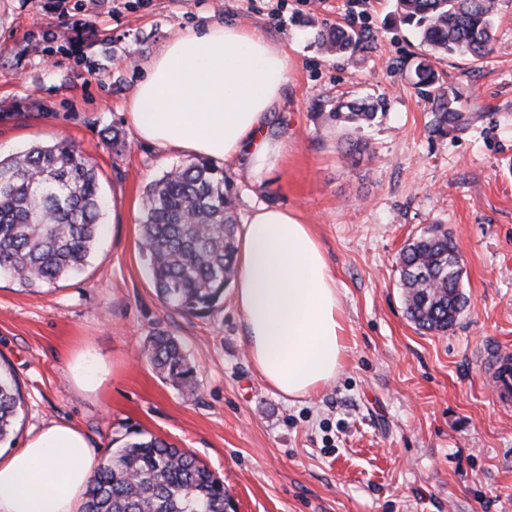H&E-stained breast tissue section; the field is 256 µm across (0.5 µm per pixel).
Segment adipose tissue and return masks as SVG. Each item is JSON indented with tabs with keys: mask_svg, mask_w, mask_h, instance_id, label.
Wrapping results in <instances>:
<instances>
[{
	"mask_svg": "<svg viewBox=\"0 0 512 512\" xmlns=\"http://www.w3.org/2000/svg\"><path fill=\"white\" fill-rule=\"evenodd\" d=\"M128 102L139 137L158 147L231 159L262 138L288 80V60L263 33L213 23L170 39L145 64ZM232 305L258 374L280 394L303 398L335 380L345 345L336 280L311 225L261 205L239 229ZM95 448L74 425L34 432L0 459V512H82Z\"/></svg>",
	"mask_w": 512,
	"mask_h": 512,
	"instance_id": "ef3b65f1",
	"label": "adipose tissue"
}]
</instances>
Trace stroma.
Instances as JSON below:
<instances>
[{
    "mask_svg": "<svg viewBox=\"0 0 512 512\" xmlns=\"http://www.w3.org/2000/svg\"><path fill=\"white\" fill-rule=\"evenodd\" d=\"M499 5L489 56L435 64L466 118L437 136L410 80L429 49L393 0H0V155L73 144L107 199L80 274L35 292L0 279V368L22 396L0 453L67 422L100 461L137 431L190 451L235 512H512V412L482 364L487 346L512 345V0ZM214 22L261 30L288 59L266 126L280 156L259 174L248 155L222 166L239 216L261 204L298 214L336 277L347 351L305 398L256 373L231 300L205 317L164 306L140 250L146 188L192 156L139 139L126 104L170 38ZM317 24L365 41L326 54ZM339 96L384 99L386 115L336 124ZM116 129L118 152L106 144ZM351 139L368 152L348 155ZM433 224L457 246L468 297L445 332L417 328L398 286L402 248ZM159 331L194 366L195 395L147 362Z\"/></svg>",
    "mask_w": 512,
    "mask_h": 512,
    "instance_id": "obj_1",
    "label": "stroma"
}]
</instances>
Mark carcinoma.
<instances>
[{"mask_svg": "<svg viewBox=\"0 0 512 512\" xmlns=\"http://www.w3.org/2000/svg\"><path fill=\"white\" fill-rule=\"evenodd\" d=\"M499 0H396L394 14L440 55L484 57L495 39ZM316 42L330 52H354L361 37L321 26ZM414 85L431 102L430 132L444 135L464 122L461 97L438 83L432 61L413 64ZM385 108L382 99L336 101V121L360 127ZM104 199L95 162L64 142L37 144L0 157V278L33 291L80 273L101 230ZM142 251L160 300L182 313L206 316L234 279L235 191L224 169L197 159L153 181L145 192ZM457 252L438 225L402 251L400 287L411 319L445 331L467 305L460 274L448 266ZM155 371L192 394L194 368L174 337L155 333L145 351ZM16 381L0 374V443L14 432L20 405ZM223 481L187 451L141 434L95 469L83 512H227Z\"/></svg>", "mask_w": 512, "mask_h": 512, "instance_id": "obj_1", "label": "carcinoma"}]
</instances>
